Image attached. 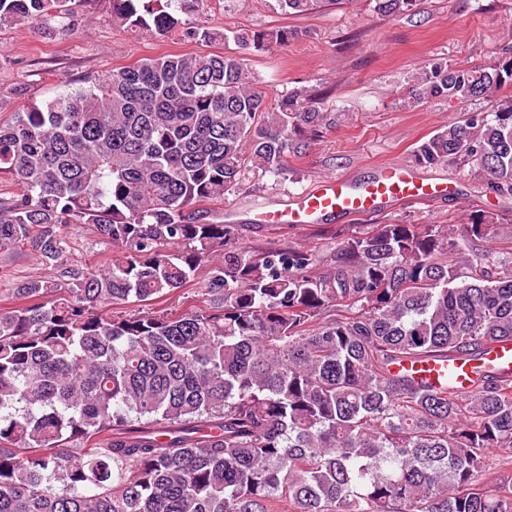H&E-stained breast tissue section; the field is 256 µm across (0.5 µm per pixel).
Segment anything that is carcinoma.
Instances as JSON below:
<instances>
[{"mask_svg":"<svg viewBox=\"0 0 512 512\" xmlns=\"http://www.w3.org/2000/svg\"><path fill=\"white\" fill-rule=\"evenodd\" d=\"M69 0H0V26L65 30ZM208 0H111L112 20L166 37L228 40ZM290 15L342 0H275ZM416 0H376L397 16ZM286 28L233 40L266 51ZM512 50L492 64L434 59L407 103L472 101L412 150L470 165L512 196ZM341 113L306 86L267 95L241 58L175 53L29 100L0 124V250L27 245L58 277L0 308V512H512V217L364 224L302 243L235 245L199 206L248 173L288 168ZM67 224L121 255L68 263ZM496 241L488 249L480 243ZM206 297L158 307L181 290ZM133 303L135 313L112 314ZM462 360L471 390L428 388L406 365Z\"/></svg>","mask_w":512,"mask_h":512,"instance_id":"carcinoma-1","label":"carcinoma"}]
</instances>
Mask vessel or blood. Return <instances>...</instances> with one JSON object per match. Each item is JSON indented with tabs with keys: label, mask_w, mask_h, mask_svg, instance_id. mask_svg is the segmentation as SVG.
Listing matches in <instances>:
<instances>
[{
	"label": "vessel or blood",
	"mask_w": 512,
	"mask_h": 512,
	"mask_svg": "<svg viewBox=\"0 0 512 512\" xmlns=\"http://www.w3.org/2000/svg\"><path fill=\"white\" fill-rule=\"evenodd\" d=\"M452 186L425 178L404 164L379 163L372 178L357 182L345 176L324 177L278 206L258 207L253 223L309 228L326 217H363L394 202H426L448 196Z\"/></svg>",
	"instance_id": "vessel-or-blood-1"
}]
</instances>
